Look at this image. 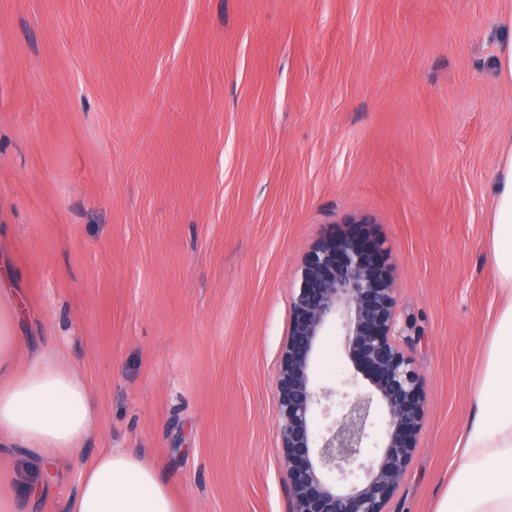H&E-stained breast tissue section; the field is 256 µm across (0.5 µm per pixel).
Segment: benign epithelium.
Returning <instances> with one entry per match:
<instances>
[{"label":"benign epithelium","mask_w":512,"mask_h":512,"mask_svg":"<svg viewBox=\"0 0 512 512\" xmlns=\"http://www.w3.org/2000/svg\"><path fill=\"white\" fill-rule=\"evenodd\" d=\"M390 249L348 235L328 239L305 257L282 352L278 425L292 490V512H387L416 447L426 404L423 380L395 339L397 290L383 280ZM339 324L354 372L340 388H314L315 341ZM367 385H360V380ZM386 415L381 454L364 459L371 409ZM330 423L319 440L309 421L316 410ZM335 476L329 483L325 475Z\"/></svg>","instance_id":"benign-epithelium-1"}]
</instances>
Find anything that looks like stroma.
<instances>
[{
    "label": "stroma",
    "instance_id": "1",
    "mask_svg": "<svg viewBox=\"0 0 512 512\" xmlns=\"http://www.w3.org/2000/svg\"><path fill=\"white\" fill-rule=\"evenodd\" d=\"M512 0H0V261L25 351L88 380L83 462L155 466L181 512H291L277 372L307 253L389 246L422 432L390 512H435L506 303L489 242ZM352 370L316 340L312 375ZM495 65L499 80L512 85V34L498 45Z\"/></svg>",
    "mask_w": 512,
    "mask_h": 512
}]
</instances>
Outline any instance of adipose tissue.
Here are the masks:
<instances>
[{"mask_svg":"<svg viewBox=\"0 0 512 512\" xmlns=\"http://www.w3.org/2000/svg\"><path fill=\"white\" fill-rule=\"evenodd\" d=\"M493 276L507 296L491 333L484 379L473 393L474 416L465 429L464 460L437 512H512V146L501 154L492 197ZM23 309L0 289V446L37 450L46 468L69 456L95 422V395L74 368L55 353L22 363L18 334ZM495 469H488L489 460ZM40 491L38 471L0 463V512H22L18 485ZM68 512H179L170 488L152 464L125 450L109 449L84 466Z\"/></svg>","mask_w":512,"mask_h":512,"instance_id":"1","label":"adipose tissue"}]
</instances>
